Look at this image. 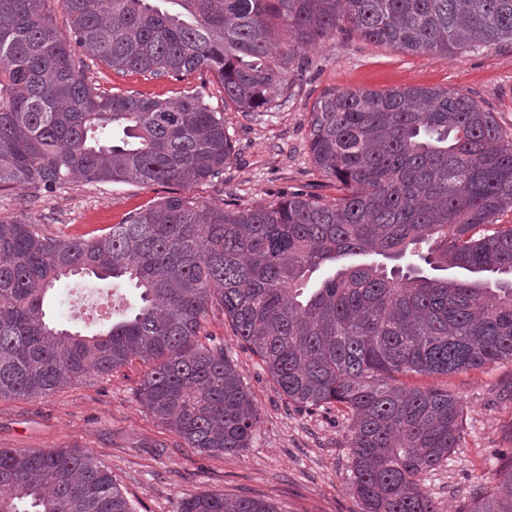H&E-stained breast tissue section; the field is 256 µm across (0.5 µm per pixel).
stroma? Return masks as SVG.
I'll use <instances>...</instances> for the list:
<instances>
[{
	"label": "stroma",
	"instance_id": "obj_1",
	"mask_svg": "<svg viewBox=\"0 0 512 512\" xmlns=\"http://www.w3.org/2000/svg\"><path fill=\"white\" fill-rule=\"evenodd\" d=\"M310 65L292 97H275L264 112L243 114L224 106L217 76L197 71L184 80L117 73L104 64L86 70L89 81L119 94L175 100L197 90L224 115L235 160L220 183L170 187L136 183L69 181L51 196L30 186L0 189V218L24 217L45 233L93 237L123 223L132 213L177 194L199 203L234 202L252 207L292 193L332 198L336 189L314 169L308 153L310 108L328 87L429 86L465 93L494 112L512 134V41L453 56L401 53L383 44L344 36L302 51ZM106 284L84 274L63 280L48 304L86 334L104 320L83 318L76 299L101 302ZM207 331L224 344L226 355L248 388L259 412L249 448L220 455L185 447L139 404L136 393L147 366L136 360L112 376H90L50 395L0 400V448H79L111 470L135 512H176L182 498L219 494L268 501L279 512H361L350 482V422L341 406L309 411L288 404L258 358L236 336L227 318L213 312ZM407 386L438 388L458 396L466 415L460 448L432 471L426 488L442 510L476 496L485 475L512 453V364L462 371L449 376L413 374Z\"/></svg>",
	"mask_w": 512,
	"mask_h": 512
}]
</instances>
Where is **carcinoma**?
Instances as JSON below:
<instances>
[{
    "mask_svg": "<svg viewBox=\"0 0 512 512\" xmlns=\"http://www.w3.org/2000/svg\"><path fill=\"white\" fill-rule=\"evenodd\" d=\"M0 0V185L47 196L87 183L223 179L234 161L224 116L197 91L176 102L115 94L84 77L181 80L202 69L224 107L268 109L291 92L301 46L338 33L402 53L448 56L512 40V0ZM308 151L336 198L291 194L238 208L167 196L96 238L50 236L0 220V400L39 397L139 359L138 400L188 448L250 445L259 414L224 344L217 310L289 402L352 414L350 484L362 512H440L428 475L464 438L446 390L399 374L450 375L512 363V138L476 98L447 89H325ZM416 262L402 270L359 256ZM345 261L320 287L310 275ZM459 270L464 276L440 277ZM139 290L136 304L84 335L45 302L76 273ZM0 512H132L112 472L76 450L0 448ZM177 512H276L267 501L194 495ZM457 512H512V457Z\"/></svg>",
    "mask_w": 512,
    "mask_h": 512,
    "instance_id": "obj_1",
    "label": "carcinoma"
}]
</instances>
